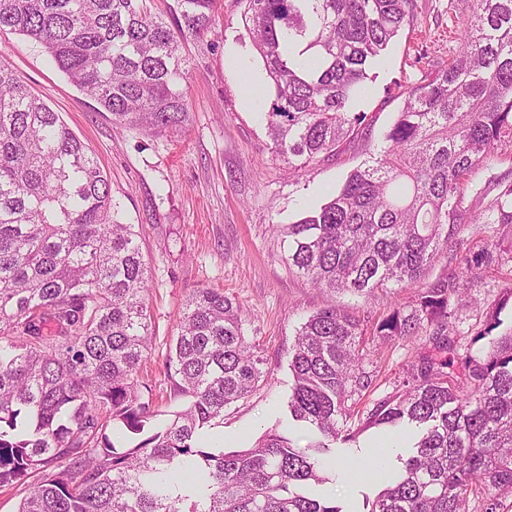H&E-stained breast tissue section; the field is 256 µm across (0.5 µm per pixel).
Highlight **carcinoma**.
I'll use <instances>...</instances> for the list:
<instances>
[{"label": "carcinoma", "mask_w": 512, "mask_h": 512, "mask_svg": "<svg viewBox=\"0 0 512 512\" xmlns=\"http://www.w3.org/2000/svg\"><path fill=\"white\" fill-rule=\"evenodd\" d=\"M244 26L274 99L270 149L302 171L377 116L354 112L368 72L413 25V0H244ZM452 21L448 68L402 90L403 105L332 198L278 225L288 266L318 289L369 297L412 288L406 306L366 320L327 306L290 351L288 412L321 439L266 434L232 453L200 435L267 380L240 306L217 289L186 299L166 356L169 401L155 423L151 272L134 225L92 150L0 65V488L18 512H342L309 487L320 454L366 428L419 438L368 512H500L512 498V330L483 355L450 335L482 267L512 255L461 253L472 224H512V184L484 210L465 205L471 173L512 148V0H472ZM216 0H0V30L44 49L112 120L148 134L189 121L182 47L205 33ZM449 264L432 280L435 260ZM417 351L381 397L366 335ZM151 434L132 447L114 432Z\"/></svg>", "instance_id": "cac0c4a2"}]
</instances>
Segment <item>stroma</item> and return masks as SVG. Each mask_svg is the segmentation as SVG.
I'll return each instance as SVG.
<instances>
[{
	"instance_id": "1",
	"label": "stroma",
	"mask_w": 512,
	"mask_h": 512,
	"mask_svg": "<svg viewBox=\"0 0 512 512\" xmlns=\"http://www.w3.org/2000/svg\"><path fill=\"white\" fill-rule=\"evenodd\" d=\"M243 0H217L211 28L189 38L190 121L176 133L148 135L119 126L95 99L85 95L56 67L42 48L23 36L0 31V64L14 70L95 153L107 173L122 219L141 231L140 245L152 273L149 302L153 341L147 366L157 386L168 388L166 354L189 292L218 288L243 310V330L256 343L268 378L247 399L224 412V450L251 447L276 432L305 447L306 430L288 413L293 378L289 350L301 325L320 308L344 306L376 315L410 301L412 289L380 292L365 299L312 287L283 258L274 227L292 224L310 207L327 201L348 173L370 157L369 143L379 142L402 105L400 86L417 85L448 65L456 46L448 40L453 16L469 13L471 0H415V29L429 36L420 62L409 49L413 31L392 44L384 64L374 70L356 108L378 120L370 142L345 146L306 170L289 168L268 148L264 114L245 99L249 73H262L242 20ZM512 184V158L495 155L471 177L466 201L487 207L504 185ZM499 312L503 329L512 328V276L494 267L466 293L452 320L453 333L466 335ZM323 492L342 512H367L380 492L378 482L346 480L326 471Z\"/></svg>"
}]
</instances>
